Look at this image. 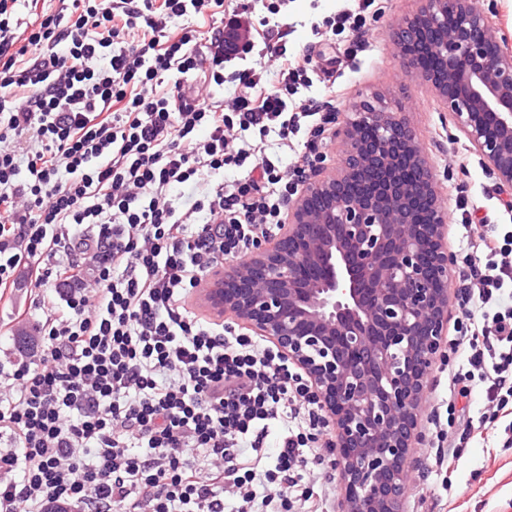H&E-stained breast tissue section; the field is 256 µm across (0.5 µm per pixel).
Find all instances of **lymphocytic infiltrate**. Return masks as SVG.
I'll list each match as a JSON object with an SVG mask.
<instances>
[{
	"label": "lymphocytic infiltrate",
	"mask_w": 512,
	"mask_h": 512,
	"mask_svg": "<svg viewBox=\"0 0 512 512\" xmlns=\"http://www.w3.org/2000/svg\"><path fill=\"white\" fill-rule=\"evenodd\" d=\"M0 0V300L26 270L33 359L0 365V512H324L318 400L280 353L187 301L228 256L276 235L334 113L239 13L193 48L169 22L224 0H58L20 26ZM138 41H131V34ZM279 64L269 91L239 74L231 102L188 101L197 71ZM298 137L292 166L270 158ZM253 165L224 186L226 166ZM202 186L199 199L173 198ZM450 384L476 381L482 421L512 403V231L469 241ZM280 441L262 465L270 424Z\"/></svg>",
	"instance_id": "lymphocytic-infiltrate-1"
}]
</instances>
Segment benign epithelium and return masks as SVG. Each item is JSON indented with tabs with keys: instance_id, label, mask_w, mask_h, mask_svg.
Masks as SVG:
<instances>
[{
	"instance_id": "benign-epithelium-1",
	"label": "benign epithelium",
	"mask_w": 512,
	"mask_h": 512,
	"mask_svg": "<svg viewBox=\"0 0 512 512\" xmlns=\"http://www.w3.org/2000/svg\"><path fill=\"white\" fill-rule=\"evenodd\" d=\"M396 45L512 191V52L478 0H423ZM336 116L338 169L325 172L319 156L280 234L215 269L201 301L307 376L333 428L343 512H403L426 380L448 331V210L400 103L377 95Z\"/></svg>"
}]
</instances>
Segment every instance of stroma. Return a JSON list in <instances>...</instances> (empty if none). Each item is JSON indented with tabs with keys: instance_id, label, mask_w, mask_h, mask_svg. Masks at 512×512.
Segmentation results:
<instances>
[{
	"instance_id": "1",
	"label": "stroma",
	"mask_w": 512,
	"mask_h": 512,
	"mask_svg": "<svg viewBox=\"0 0 512 512\" xmlns=\"http://www.w3.org/2000/svg\"><path fill=\"white\" fill-rule=\"evenodd\" d=\"M421 4L422 0H375L365 13V44L351 57L345 54L351 33L331 30L329 22L339 12L356 10L358 0H260L248 17L259 32V41L286 47L290 60L308 61L313 84L300 89L301 98L330 94L340 112L377 94L401 103L448 209V249L461 259L467 248L458 242L460 225L473 221L490 231L499 224L512 225V209L505 206L512 196L497 188L431 89L402 66L394 40L396 27ZM339 52L346 56L341 70L326 71L325 58ZM246 69L255 71L265 88L277 86L276 66L251 54L225 63V99L233 98L236 78ZM458 404L462 411L457 431L441 442L431 428L429 412H422L421 439L412 450L422 466L410 476L404 510L412 512L415 500L420 499L426 512H512V415H498L485 429L471 432L463 454L447 474L431 472L428 457L437 447L453 448L468 418L481 412V387H473Z\"/></svg>"
}]
</instances>
